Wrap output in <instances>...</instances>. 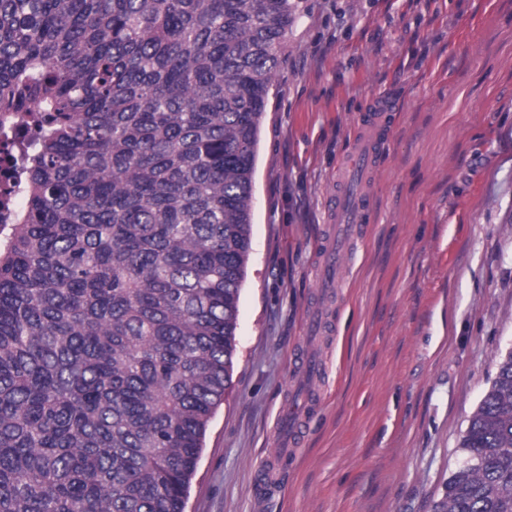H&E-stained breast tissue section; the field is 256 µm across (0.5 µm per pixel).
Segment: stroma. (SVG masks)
Here are the masks:
<instances>
[{
    "instance_id": "obj_1",
    "label": "stroma",
    "mask_w": 512,
    "mask_h": 512,
    "mask_svg": "<svg viewBox=\"0 0 512 512\" xmlns=\"http://www.w3.org/2000/svg\"><path fill=\"white\" fill-rule=\"evenodd\" d=\"M382 97L370 222L325 288L329 200ZM236 334L185 512H432L512 349V0H303L262 119Z\"/></svg>"
}]
</instances>
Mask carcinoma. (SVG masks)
<instances>
[{
    "label": "carcinoma",
    "instance_id": "1",
    "mask_svg": "<svg viewBox=\"0 0 512 512\" xmlns=\"http://www.w3.org/2000/svg\"><path fill=\"white\" fill-rule=\"evenodd\" d=\"M301 0H0V512H184L232 381L260 125ZM433 512H512V350Z\"/></svg>",
    "mask_w": 512,
    "mask_h": 512
}]
</instances>
